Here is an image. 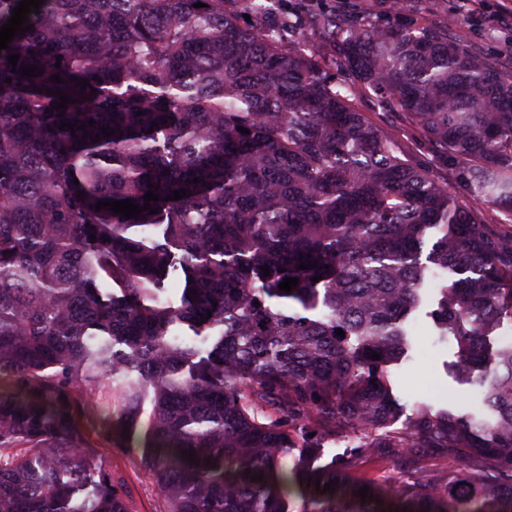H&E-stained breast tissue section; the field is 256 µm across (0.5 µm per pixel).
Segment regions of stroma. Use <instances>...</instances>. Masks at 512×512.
Listing matches in <instances>:
<instances>
[{
  "label": "stroma",
  "instance_id": "1",
  "mask_svg": "<svg viewBox=\"0 0 512 512\" xmlns=\"http://www.w3.org/2000/svg\"><path fill=\"white\" fill-rule=\"evenodd\" d=\"M336 9L359 11L366 21L373 23L394 17L399 11L413 20L433 19L447 25L449 38L462 40L471 52L492 58L500 70L512 71V28L498 24L495 0H488L484 12L471 19L459 13L458 0H408L400 10L396 9L394 0H315L308 8L303 7L300 0H270L267 12L252 15L251 23L265 29L287 27L289 39L302 40L321 58L331 54L332 49L309 21ZM357 106L398 140L411 164L447 184L452 196L474 211L483 223L504 221V214L494 204L478 202L469 196L456 164L438 159L431 142L408 124L400 112L379 105L371 91L358 99ZM437 299L432 290L423 295L419 310L407 325L413 339L410 358L386 369L387 383L400 403L399 411L389 423L390 429L401 428L412 408L422 403L457 414H477L482 410L479 388L466 382L456 368V342L442 341L437 336L431 318ZM289 432L299 443L316 438L320 464L343 467L353 483L393 484L404 488L422 478L442 482L448 479V451L444 448H419L410 454L397 448H380L364 454L344 433L328 432L314 423H291ZM94 454L104 468L111 470L112 481L121 491L128 512H157L159 499L155 482L140 466L136 449L103 443L95 447Z\"/></svg>",
  "mask_w": 512,
  "mask_h": 512
}]
</instances>
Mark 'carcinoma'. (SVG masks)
Here are the masks:
<instances>
[{
  "label": "carcinoma",
  "mask_w": 512,
  "mask_h": 512,
  "mask_svg": "<svg viewBox=\"0 0 512 512\" xmlns=\"http://www.w3.org/2000/svg\"><path fill=\"white\" fill-rule=\"evenodd\" d=\"M28 24L0 50V512H128L91 452L89 399L154 476L159 512H512V343L487 350L512 323V223H481L354 104L377 93L512 218V72L400 16L321 18L351 85L224 0H44ZM150 184L155 214L96 209L142 207ZM447 273L435 325L487 414L421 407L377 435L383 366ZM172 274L182 291L162 301ZM178 328L213 337L206 356ZM312 416L363 452L446 448L466 473L364 501L312 464L316 441L295 452L284 421Z\"/></svg>",
  "instance_id": "carcinoma-1"
}]
</instances>
